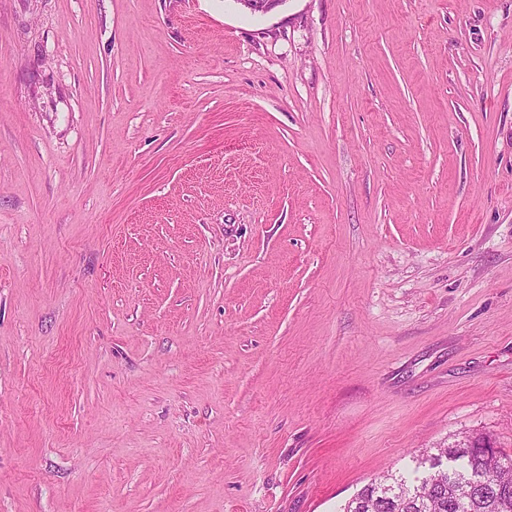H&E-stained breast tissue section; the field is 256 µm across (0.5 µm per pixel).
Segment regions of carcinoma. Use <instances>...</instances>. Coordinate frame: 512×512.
<instances>
[{
	"instance_id": "carcinoma-1",
	"label": "carcinoma",
	"mask_w": 512,
	"mask_h": 512,
	"mask_svg": "<svg viewBox=\"0 0 512 512\" xmlns=\"http://www.w3.org/2000/svg\"><path fill=\"white\" fill-rule=\"evenodd\" d=\"M437 451L456 456L455 470L443 472L435 456L422 457L407 474L372 478L342 512H512V455L503 453L489 436L465 434ZM472 468L487 471L492 481L471 499H462L456 487Z\"/></svg>"
}]
</instances>
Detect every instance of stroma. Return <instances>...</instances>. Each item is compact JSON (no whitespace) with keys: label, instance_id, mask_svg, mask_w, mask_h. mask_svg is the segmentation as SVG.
I'll list each match as a JSON object with an SVG mask.
<instances>
[{"label":"stroma","instance_id":"1","mask_svg":"<svg viewBox=\"0 0 512 512\" xmlns=\"http://www.w3.org/2000/svg\"><path fill=\"white\" fill-rule=\"evenodd\" d=\"M512 455V0H0V512H341Z\"/></svg>","mask_w":512,"mask_h":512}]
</instances>
